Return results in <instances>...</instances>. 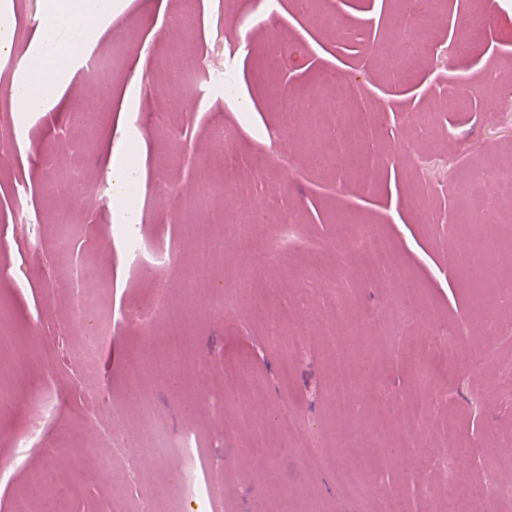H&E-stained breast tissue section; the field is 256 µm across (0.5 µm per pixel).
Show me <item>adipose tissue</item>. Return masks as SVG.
Here are the masks:
<instances>
[{
	"instance_id": "ef3b65f1",
	"label": "adipose tissue",
	"mask_w": 512,
	"mask_h": 512,
	"mask_svg": "<svg viewBox=\"0 0 512 512\" xmlns=\"http://www.w3.org/2000/svg\"><path fill=\"white\" fill-rule=\"evenodd\" d=\"M118 0H45L41 33L30 44L25 69L12 96L19 113L50 112L59 103V84L70 59L98 35Z\"/></svg>"
}]
</instances>
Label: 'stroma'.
I'll return each mask as SVG.
<instances>
[{
  "label": "stroma",
  "mask_w": 512,
  "mask_h": 512,
  "mask_svg": "<svg viewBox=\"0 0 512 512\" xmlns=\"http://www.w3.org/2000/svg\"><path fill=\"white\" fill-rule=\"evenodd\" d=\"M0 10L15 24L13 50L0 61V334L14 340L0 350V461L12 464L0 479V512H12L15 493L49 466L70 489L69 512H132L141 495L200 512L173 487L187 440L205 450L202 477L214 483L220 512H387L392 504L448 512L449 496L479 490L491 499L497 485L512 483V393L500 387L501 368L512 364V312L487 297L499 328H482L478 298L456 265L458 223L478 221L465 205L471 172L512 155V114L484 94L490 75L512 90V0H438L408 82L394 60L398 36L418 28L405 0H236L232 16L224 0H119L97 40L104 68L82 82L67 73L56 110L34 115L22 131L9 87L39 33L44 0H0ZM184 10L194 28L175 45L169 29ZM175 46L185 70L197 71L195 86L169 80ZM306 93L342 97L363 152L282 132L277 98ZM418 112L431 113L443 137L415 125ZM219 125L236 129L234 144H216ZM130 134L147 187L137 231L173 253L158 272L129 268L124 232L103 195L121 188L109 154ZM200 181L217 185L212 205L228 218L248 201L268 200L271 216L289 215L303 249L259 266L269 226L230 235L216 274L223 297L186 287L182 269L209 221L188 195ZM85 191L99 193L94 207L75 205ZM347 224L373 225L396 266L371 271L344 251ZM63 233L72 241L67 257L54 251ZM78 276L97 296L104 341L91 375L70 357L82 336ZM159 279L184 315L176 389L158 341L163 320L145 327L126 319ZM405 279L420 304L398 323L391 300ZM273 316L298 337L293 367L266 333ZM333 336L366 341L348 351L365 372L354 416L325 398ZM133 363L157 378L146 411ZM232 364L254 394L225 388ZM423 373L443 399L431 403L409 445L388 449L365 472L375 497L352 500L342 470L380 445L378 429H409L400 401ZM48 399L53 413L34 424L31 409ZM287 418L295 427H283ZM118 421L131 434L126 448L112 449L107 435ZM31 433L34 445L17 448ZM159 434L170 449L153 464L138 451ZM262 445L271 456H252ZM107 451L111 479L88 480ZM315 453L324 467H311ZM451 467L468 483L449 488Z\"/></svg>",
  "instance_id": "stroma-1"
}]
</instances>
